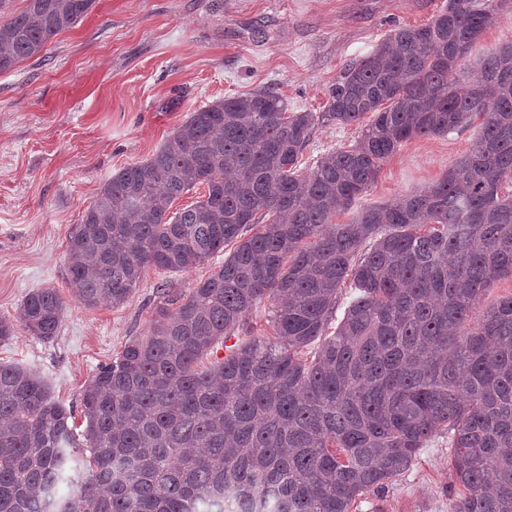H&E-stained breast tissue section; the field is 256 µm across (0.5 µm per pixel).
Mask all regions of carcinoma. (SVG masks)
<instances>
[{
  "label": "carcinoma",
  "instance_id": "carcinoma-1",
  "mask_svg": "<svg viewBox=\"0 0 512 512\" xmlns=\"http://www.w3.org/2000/svg\"><path fill=\"white\" fill-rule=\"evenodd\" d=\"M94 3L27 0L0 18V73ZM500 11L447 0L347 63L322 111L269 88L219 99L103 182L68 234V285L88 308L127 302L150 266L188 272L234 247L190 290L160 285L148 334L85 387L81 440L40 376L0 362V512H350L442 433L451 512H512V294L481 307L512 278V42L464 83ZM332 124L357 139L302 171ZM473 124L472 151L427 189L332 223L403 142ZM264 301L271 334L198 369ZM63 307L38 288L18 320L49 340Z\"/></svg>",
  "mask_w": 512,
  "mask_h": 512
}]
</instances>
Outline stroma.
<instances>
[{
	"label": "stroma",
	"mask_w": 512,
	"mask_h": 512,
	"mask_svg": "<svg viewBox=\"0 0 512 512\" xmlns=\"http://www.w3.org/2000/svg\"><path fill=\"white\" fill-rule=\"evenodd\" d=\"M445 0H95L88 14L39 56L0 73V316L17 317L36 288L65 301L56 335L16 326L0 362L39 373L84 429L83 390L131 339L146 335L156 289L183 290L222 256L189 272L147 269L120 306L86 308L67 286L68 232L118 170L140 163L194 109L266 87L295 111H321L342 68L391 30L422 25ZM476 127L415 137L382 164L358 207L436 182L470 153ZM355 126L318 128L303 162L354 143ZM447 435L418 451L410 469L352 512H451L455 488Z\"/></svg>",
	"instance_id": "1"
}]
</instances>
